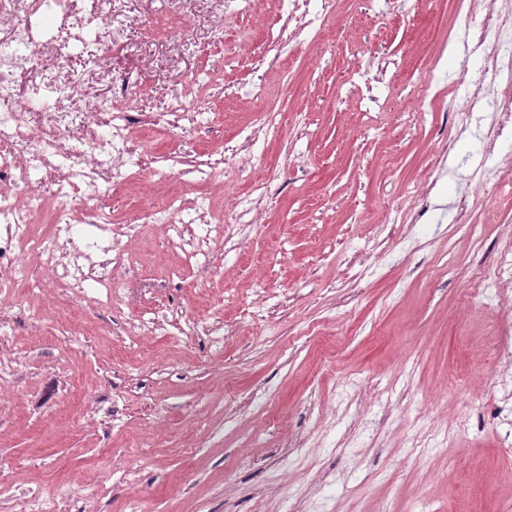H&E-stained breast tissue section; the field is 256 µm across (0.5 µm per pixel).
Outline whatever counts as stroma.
<instances>
[{
  "label": "stroma",
  "instance_id": "35a3bbf8",
  "mask_svg": "<svg viewBox=\"0 0 512 512\" xmlns=\"http://www.w3.org/2000/svg\"><path fill=\"white\" fill-rule=\"evenodd\" d=\"M105 9L126 47L75 73L124 107L138 156L112 160L140 176L97 201L112 295L60 296L18 255L40 284L0 299V512L23 490L71 512H512V291L470 295L512 198L483 191L487 120L457 122L484 0H305L297 35L277 0ZM193 77L196 125L168 123ZM175 153L230 174L148 178ZM172 193L222 236L137 222Z\"/></svg>",
  "mask_w": 512,
  "mask_h": 512
}]
</instances>
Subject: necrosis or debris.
Returning a JSON list of instances; mask_svg holds the SVG:
<instances>
[{
	"instance_id": "1",
	"label": "necrosis or debris",
	"mask_w": 512,
	"mask_h": 512,
	"mask_svg": "<svg viewBox=\"0 0 512 512\" xmlns=\"http://www.w3.org/2000/svg\"><path fill=\"white\" fill-rule=\"evenodd\" d=\"M95 43L104 54L120 48L119 34L102 0H0V293L30 280L31 270L18 252L38 251L55 266L54 284L68 289L94 279L112 286V258L93 234L77 229L81 213L110 223L109 213L90 203L124 181L121 169L106 156L110 133L119 129L114 109L93 104L84 82L73 77L66 44ZM495 46L491 64L465 102L466 113L484 109L495 116L500 136H512V21L500 18L480 32L476 50ZM42 72L45 96L28 101L32 72ZM86 111L87 125H74L70 114ZM87 144L70 152L68 144ZM51 209L53 224L45 239L32 237L37 213Z\"/></svg>"
}]
</instances>
